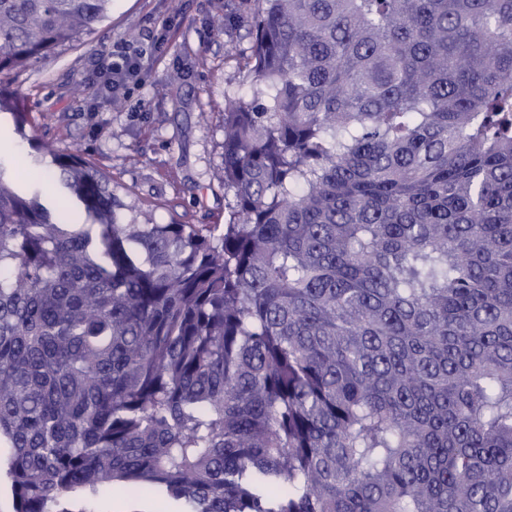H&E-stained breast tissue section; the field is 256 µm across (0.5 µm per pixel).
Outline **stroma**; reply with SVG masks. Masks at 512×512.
<instances>
[{"mask_svg": "<svg viewBox=\"0 0 512 512\" xmlns=\"http://www.w3.org/2000/svg\"><path fill=\"white\" fill-rule=\"evenodd\" d=\"M245 0H112L106 20L46 61L0 76V93L26 115L24 136L0 112V149L31 154V140L75 150L98 165L141 224H220L228 202L226 95H244ZM161 41L142 83L96 109L103 54Z\"/></svg>", "mask_w": 512, "mask_h": 512, "instance_id": "stroma-1", "label": "stroma"}]
</instances>
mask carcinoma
<instances>
[{"label":"carcinoma","mask_w":512,"mask_h":512,"mask_svg":"<svg viewBox=\"0 0 512 512\" xmlns=\"http://www.w3.org/2000/svg\"><path fill=\"white\" fill-rule=\"evenodd\" d=\"M248 2L224 225L0 155L13 512H512V0ZM108 4L0 0V72ZM100 508L110 512H157L172 510L171 507L158 499L130 495L113 494L100 503Z\"/></svg>","instance_id":"1"}]
</instances>
